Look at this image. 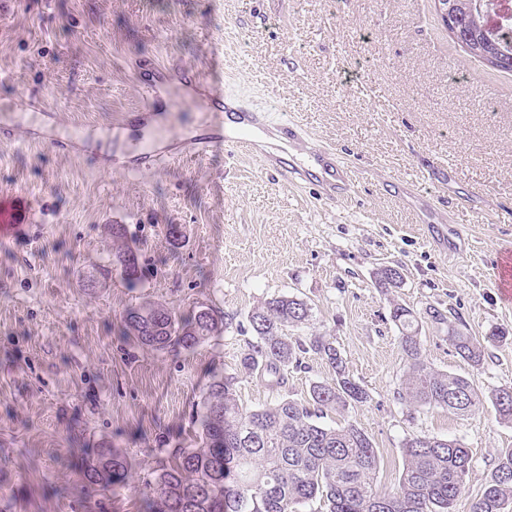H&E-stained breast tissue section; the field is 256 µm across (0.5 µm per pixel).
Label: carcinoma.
I'll return each mask as SVG.
<instances>
[{
  "mask_svg": "<svg viewBox=\"0 0 512 512\" xmlns=\"http://www.w3.org/2000/svg\"><path fill=\"white\" fill-rule=\"evenodd\" d=\"M457 37L485 52H508L512 32L491 44L482 29L485 20L456 10ZM131 287L142 279L134 251L125 246L112 260ZM400 266H384L376 285L387 292L400 287ZM311 308L297 298L281 295L248 314L252 339L240 365L251 374L271 378L284 388L288 366L298 367L312 352L328 364L335 377L315 383L306 401L283 396L264 407L244 411L235 399L234 374H217L209 382L193 417L200 445L169 448L166 461L153 478L152 512H302L319 500L326 512H456L469 471L468 449L458 441L427 435L404 444L405 465L399 487L381 493L374 486L378 457L368 434L350 421L340 427L322 422L336 407L365 403L367 391L346 371L340 351L324 336L305 339L289 334L306 324ZM391 318L400 327L399 343L407 369L398 399L410 405L442 408L462 416L480 411L484 395L475 380L432 368L423 358L419 322L414 311L394 304ZM424 318L446 329L454 352L476 370L484 364L487 345L504 338L492 331L477 338L450 316L431 306ZM235 316L212 309L176 316L159 304L130 308L122 332L155 350L189 349L229 328ZM499 418L512 422V387L489 397ZM131 459L117 448H98L82 471L83 481L102 497L127 484ZM512 507V448L501 452L491 480L470 512H509Z\"/></svg>",
  "mask_w": 512,
  "mask_h": 512,
  "instance_id": "cac0c4a2",
  "label": "carcinoma"
}]
</instances>
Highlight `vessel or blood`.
I'll use <instances>...</instances> for the list:
<instances>
[{
  "label": "vessel or blood",
  "mask_w": 512,
  "mask_h": 512,
  "mask_svg": "<svg viewBox=\"0 0 512 512\" xmlns=\"http://www.w3.org/2000/svg\"><path fill=\"white\" fill-rule=\"evenodd\" d=\"M141 103L108 124H81L27 92L0 102V145L24 140L59 155L87 158L95 167H118L137 175L181 156L207 158L224 152L232 158L252 153L254 139L266 135L271 150L258 154L261 168L284 185L312 188L325 202L350 197L355 180L335 148L314 139L287 116L288 103L245 100L230 83H211V70L184 66L169 71L151 59L136 68ZM203 86L192 112H183L174 87ZM495 283L512 301V248H502Z\"/></svg>",
  "instance_id": "1"
}]
</instances>
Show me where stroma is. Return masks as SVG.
Listing matches in <instances>:
<instances>
[{
  "mask_svg": "<svg viewBox=\"0 0 512 512\" xmlns=\"http://www.w3.org/2000/svg\"><path fill=\"white\" fill-rule=\"evenodd\" d=\"M211 53L243 95L287 99L348 161L355 191L317 201L249 155L188 157L131 177L0 146V197L36 203L24 233L0 244V512H83L81 458L104 444L133 468L101 512H144L166 449L194 443L191 415L213 373L237 374L249 410L284 393L308 399L331 367L306 355L286 390L271 388L240 366L248 332L179 352L119 333L125 311L147 302L242 322L279 295L308 304V333L334 341L368 392L325 422L366 431L377 487H397L407 439H455L471 457L457 505L469 512L512 448V422L489 404L460 416L397 400L405 359L390 311L436 306L472 335L506 331L477 371L435 325L423 323L419 340L433 368L474 375L484 394L512 386V304L492 272L512 246V74L468 57L432 0H0V99L37 88L80 122L140 104L135 62L202 68ZM426 220L446 226L445 244L425 238ZM115 224L142 268L133 288L112 268ZM384 265L403 268L387 293L375 285Z\"/></svg>",
  "mask_w": 512,
  "mask_h": 512,
  "instance_id": "1",
  "label": "stroma"
}]
</instances>
